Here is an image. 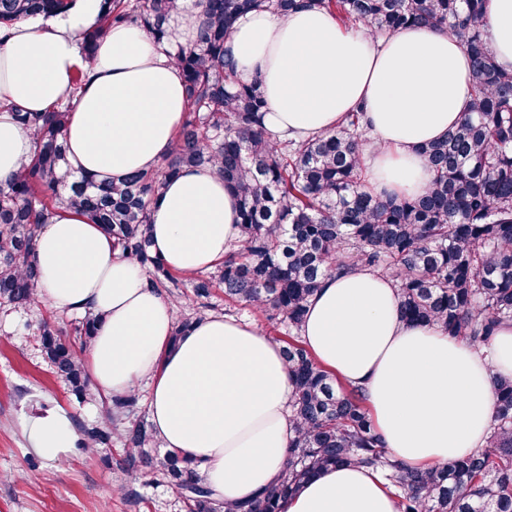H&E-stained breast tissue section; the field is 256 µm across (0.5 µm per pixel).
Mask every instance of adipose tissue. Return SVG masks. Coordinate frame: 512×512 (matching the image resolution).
<instances>
[{
    "label": "adipose tissue",
    "mask_w": 512,
    "mask_h": 512,
    "mask_svg": "<svg viewBox=\"0 0 512 512\" xmlns=\"http://www.w3.org/2000/svg\"><path fill=\"white\" fill-rule=\"evenodd\" d=\"M101 5L74 0L66 13L19 25L0 44V182L34 146L14 107L41 112L67 99L82 64L77 35ZM200 20L196 10L172 14L160 42L120 26L99 43L67 124L72 171L117 181L171 154L186 105L171 54L192 43ZM485 31L499 65L512 69V0H487ZM225 49L241 79L261 78L263 122L277 139L334 129L364 104L372 181L405 196L422 194L431 179L422 146L443 138L471 103L467 53L426 26L377 39L313 6L285 19L255 11L236 21ZM151 222L155 253L185 274L223 261L239 239L237 201L203 167L183 168L167 184ZM36 258L41 300L65 314L104 315L83 355L99 395L147 386L158 438L194 461L220 500L247 501L280 477L294 430L293 385L279 343L225 316L173 337L166 296L117 255L100 226L77 215L41 226ZM300 336L328 371L365 389L387 452L412 467L483 447L493 423L492 377L512 378V323L483 349L406 323L388 278L360 266L323 280ZM29 438L54 460L74 447L77 432L66 414L50 411L31 422ZM283 512H397L396 496L378 472L331 467L288 498Z\"/></svg>",
    "instance_id": "1"
}]
</instances>
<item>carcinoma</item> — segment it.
<instances>
[{"label": "carcinoma", "instance_id": "1", "mask_svg": "<svg viewBox=\"0 0 512 512\" xmlns=\"http://www.w3.org/2000/svg\"><path fill=\"white\" fill-rule=\"evenodd\" d=\"M73 0H0V42L30 19L66 12ZM374 36L407 25L445 31L470 59L472 102L464 120L422 147L431 172L424 194L378 191L365 176L364 110L347 113L332 131L302 141L278 142L262 124L260 80H241L224 44L235 22L255 9L286 16L297 0H198L205 20L193 44L172 58L182 73L187 113L171 156L156 169L118 182L96 183L67 167L68 113L88 77L96 43L113 27L134 26L163 40L168 15L184 0H103V11L80 34L82 66L72 98L43 112L15 108L32 131L30 157L0 183V301L34 308L42 300L35 262L39 226L60 212L100 225L118 254L138 264L181 309L173 339L211 308L215 288L224 300L265 315L285 329L281 353L294 378L290 401L295 434L280 478L256 498L224 502L179 453L160 447L151 424L125 422L137 394L105 405L98 423L82 428L79 445L108 456L119 489L163 480L187 512H281L320 470L360 465L379 470L397 492L398 512H512V379L496 381L491 434L486 445L458 459L419 469L386 451L361 387L325 370L298 336L305 307L323 277L355 263L390 278L402 317L438 326L476 347L512 322V70L501 68L482 29L485 0H312ZM184 167H209L234 192L238 248L211 273L180 291L177 272L153 252L150 213ZM101 321L88 313L72 333L43 319L38 336L44 358L75 396L96 394L81 352Z\"/></svg>", "mask_w": 512, "mask_h": 512}]
</instances>
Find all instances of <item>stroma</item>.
<instances>
[{
	"label": "stroma",
	"instance_id": "35a3bbf8",
	"mask_svg": "<svg viewBox=\"0 0 512 512\" xmlns=\"http://www.w3.org/2000/svg\"><path fill=\"white\" fill-rule=\"evenodd\" d=\"M68 322L49 304L39 311L0 308V512H185L167 484L141 488L130 503L104 455L75 447L49 461L31 448L28 425L50 410L75 426L99 420L100 404L79 403L35 342L39 317Z\"/></svg>",
	"mask_w": 512,
	"mask_h": 512
}]
</instances>
